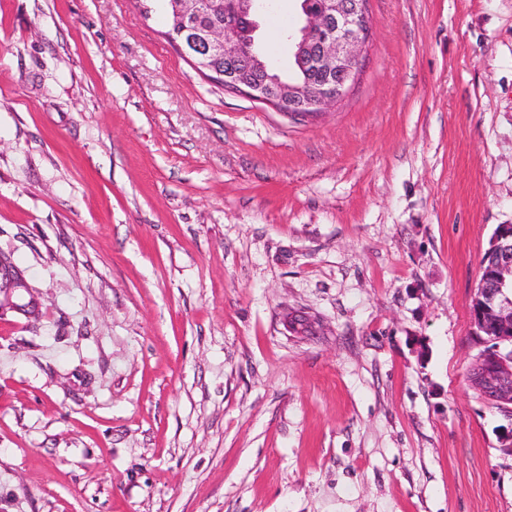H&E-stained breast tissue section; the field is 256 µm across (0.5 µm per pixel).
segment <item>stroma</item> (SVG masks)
Here are the masks:
<instances>
[{
    "label": "stroma",
    "mask_w": 512,
    "mask_h": 512,
    "mask_svg": "<svg viewBox=\"0 0 512 512\" xmlns=\"http://www.w3.org/2000/svg\"><path fill=\"white\" fill-rule=\"evenodd\" d=\"M368 8L359 79L298 123L162 0H0V254L43 312L0 318V512H512L469 382L512 0ZM297 14L259 19L283 70Z\"/></svg>",
    "instance_id": "35a3bbf8"
}]
</instances>
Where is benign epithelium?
Returning a JSON list of instances; mask_svg holds the SVG:
<instances>
[{
    "mask_svg": "<svg viewBox=\"0 0 512 512\" xmlns=\"http://www.w3.org/2000/svg\"><path fill=\"white\" fill-rule=\"evenodd\" d=\"M246 20L249 30L258 27L257 17L274 0H226ZM369 0H321L316 9L302 4L303 25L286 34L289 47L302 55L312 53L311 64L323 80L293 86L266 82L250 69L224 72V88L253 100L270 104L293 119L320 117L349 92L358 79L371 37ZM177 21L194 24L216 10L214 0H171ZM193 64L199 70L212 69V62L255 56L253 42L227 23L212 20L198 31ZM491 270V284L481 288L471 306L475 335L485 337L483 345L494 348L481 353L472 369L470 384L484 401L512 421V224L499 225L485 253ZM40 301L8 259L0 257V316L16 312L27 318L38 316Z\"/></svg>",
    "mask_w": 512,
    "mask_h": 512,
    "instance_id": "1",
    "label": "benign epithelium"
}]
</instances>
